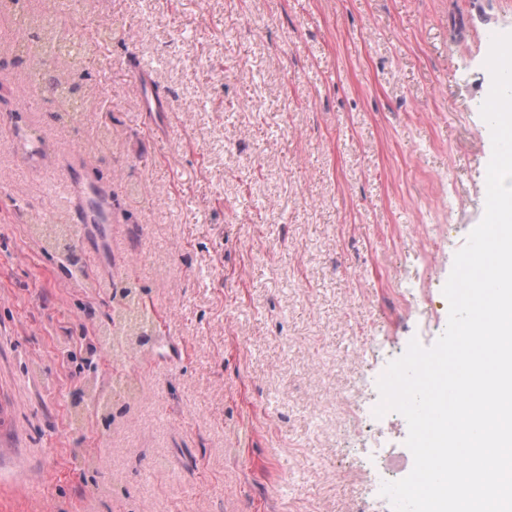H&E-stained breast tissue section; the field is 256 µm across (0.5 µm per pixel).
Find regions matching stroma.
<instances>
[{"instance_id":"1","label":"stroma","mask_w":512,"mask_h":512,"mask_svg":"<svg viewBox=\"0 0 512 512\" xmlns=\"http://www.w3.org/2000/svg\"><path fill=\"white\" fill-rule=\"evenodd\" d=\"M29 13L116 35L81 74L77 119L32 92L29 66L0 69V512H357L339 402L378 381L364 337H385L389 363L446 329L493 151L484 30L512 33V0ZM137 60L163 112L144 111ZM27 141L40 152H18ZM70 153L112 193V249L74 237L87 276L72 281L30 230L66 223L73 199L48 183ZM415 281L431 304L402 314ZM130 284L180 357L103 344Z\"/></svg>"}]
</instances>
